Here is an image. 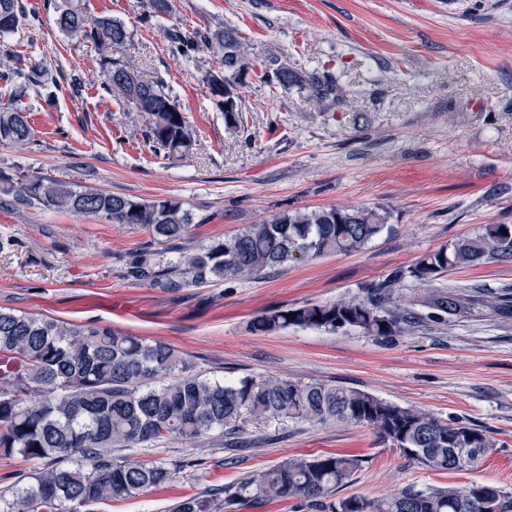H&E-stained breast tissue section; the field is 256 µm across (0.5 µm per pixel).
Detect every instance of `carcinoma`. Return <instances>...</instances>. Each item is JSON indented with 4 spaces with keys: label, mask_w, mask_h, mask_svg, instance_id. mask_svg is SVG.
<instances>
[{
    "label": "carcinoma",
    "mask_w": 512,
    "mask_h": 512,
    "mask_svg": "<svg viewBox=\"0 0 512 512\" xmlns=\"http://www.w3.org/2000/svg\"><path fill=\"white\" fill-rule=\"evenodd\" d=\"M55 9L60 31L94 44L102 89L145 120L153 152L169 159L185 156L195 134L171 89L158 77L142 78L120 59L130 42L125 23L88 18L80 0H67ZM170 9V0H146L141 21L149 23ZM21 16L19 0H0V36L14 32ZM168 42L170 52L185 59L204 46L220 51L217 67L204 81L224 121L243 123L239 89L254 65L238 30L226 26L186 34L174 29ZM46 76L44 69L27 71L17 60L0 71V88L15 94L45 85ZM262 78L274 89L307 90L320 103L336 93L333 82L286 63L265 71ZM33 137L27 113L0 109V141L24 146ZM0 193L30 206L139 226L150 232L153 243L182 240L200 223L193 209L179 200H139L17 171L0 170ZM388 219L386 212L369 207L292 210L250 224L231 239L183 252L163 268L132 260L128 275L172 290L257 276L295 261L359 251L389 228ZM503 260H512V224H486L391 277L365 285L358 298L271 309L254 317L249 330L266 334L295 326L336 332L349 327L368 336H392L421 321L417 306L427 309L426 318L434 322L484 313L508 321L512 295L431 287L450 271ZM406 280L422 286L410 300L400 299L397 288ZM244 412L258 420L368 427L432 471L463 470L496 450L495 441L477 425L448 423L364 391L276 377L260 383L249 377L227 382L205 378L193 372L190 359L163 341L97 322L75 324L0 308V456L42 463L20 475L11 496L0 494V512H67L64 505L73 502L90 512L94 504L163 487L196 462H128L115 458V451L211 434L220 435L227 448H241L247 441L237 422ZM361 468L362 459L348 453L290 457L252 475L235 497L254 506L300 500L314 512H512V492L481 484L400 491L372 500L334 498ZM221 494L218 490L182 498L168 512H223Z\"/></svg>",
    "instance_id": "obj_1"
}]
</instances>
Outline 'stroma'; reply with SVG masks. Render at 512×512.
<instances>
[{"mask_svg": "<svg viewBox=\"0 0 512 512\" xmlns=\"http://www.w3.org/2000/svg\"><path fill=\"white\" fill-rule=\"evenodd\" d=\"M84 3L89 17L126 24L123 60L173 90L197 131L192 153L154 156L144 122L102 90L93 45L59 31L48 0H22L21 25L0 43L53 80L13 102L29 112L35 136L22 148L0 142V168L148 201L175 198L204 222L181 244H157L136 226L0 198V307L159 339L186 353L196 371L227 381L284 377L356 388L480 425L499 444L477 467L435 472L363 426L246 415L239 426L261 447L201 440L124 450L131 461L193 464L168 488L94 512H166L183 496L234 493L289 456L328 452L363 458L344 498L473 483L512 491V320H426L386 337L248 328L269 309L359 297L365 284L483 225L512 224V0H172L171 12L148 25L140 0ZM227 26L239 30L256 70L240 90L245 122L237 128L225 124L203 80L216 65L213 51L188 61L168 50L170 30ZM284 62L333 77L338 100L323 107L307 91L261 81ZM75 75L84 85L78 95ZM329 206L380 208L391 229L355 253L176 293L126 273L137 256L163 267L180 251L281 211ZM437 285L512 289V260L461 269Z\"/></svg>", "mask_w": 512, "mask_h": 512, "instance_id": "stroma-1", "label": "stroma"}]
</instances>
